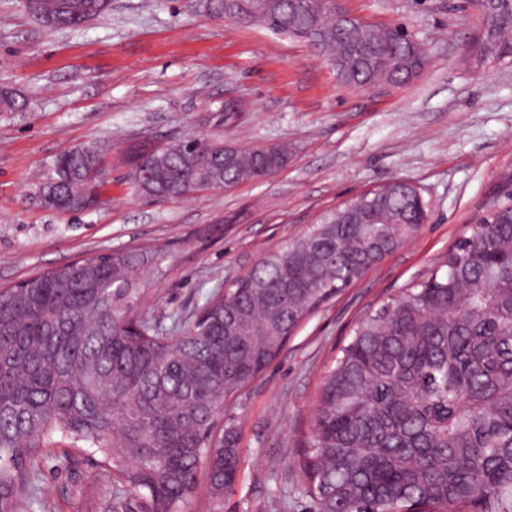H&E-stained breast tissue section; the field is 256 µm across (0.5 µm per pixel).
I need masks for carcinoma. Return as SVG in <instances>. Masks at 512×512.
Masks as SVG:
<instances>
[{
  "mask_svg": "<svg viewBox=\"0 0 512 512\" xmlns=\"http://www.w3.org/2000/svg\"><path fill=\"white\" fill-rule=\"evenodd\" d=\"M252 0L253 12L204 0L242 26L315 40L348 71L345 84H408L428 63L400 27L336 25L323 0ZM57 14L53 28L98 17ZM488 26L466 50L471 67L512 61V3H487ZM289 160L284 146L242 148L219 139L122 155L141 195L180 200L205 187L263 179ZM98 150L60 154L40 186L44 202L82 210L99 199ZM365 215L348 202L265 254L216 291L177 334L135 313L148 275L224 237L205 224L166 245L113 249L0 288V512L46 459L47 448H87L112 471V512H183L205 470L211 494L235 479L233 428L214 433L224 403L279 356L299 324L428 221L420 190L378 189ZM424 280L360 320L322 380L302 460L315 512H512V173Z\"/></svg>",
  "mask_w": 512,
  "mask_h": 512,
  "instance_id": "carcinoma-1",
  "label": "carcinoma"
}]
</instances>
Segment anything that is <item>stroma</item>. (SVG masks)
Masks as SVG:
<instances>
[{
    "label": "stroma",
    "mask_w": 512,
    "mask_h": 512,
    "mask_svg": "<svg viewBox=\"0 0 512 512\" xmlns=\"http://www.w3.org/2000/svg\"><path fill=\"white\" fill-rule=\"evenodd\" d=\"M356 17L401 25L429 63L409 84L342 85L306 43L211 17L197 0H112L101 17L53 29L24 0H0V88L26 106L0 110V285L78 258L165 244L223 222L222 239L148 279L143 312L163 327L204 304L315 216L393 179L420 189L430 219L418 237L370 269L292 336L280 357L218 419L234 427L236 480L184 512H314L301 459L320 382L355 323L431 270L512 172V64L476 72L464 61L477 19L465 0H344ZM244 104L222 120L227 98ZM217 137L228 145L288 146V167L230 190L179 202L137 196L125 147ZM106 146L102 202L45 205L61 152ZM113 476L88 453L54 449L17 512H107Z\"/></svg>",
    "instance_id": "35a3bbf8"
}]
</instances>
